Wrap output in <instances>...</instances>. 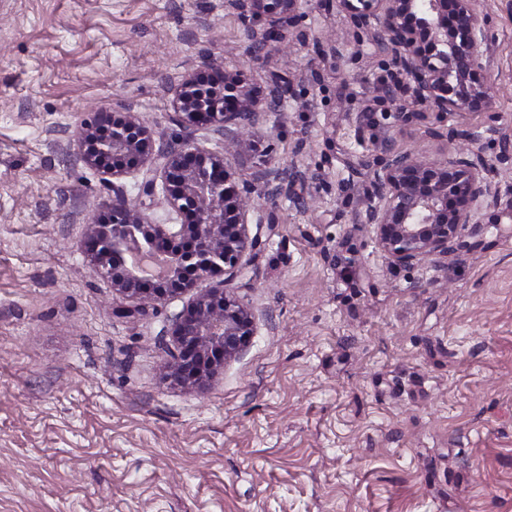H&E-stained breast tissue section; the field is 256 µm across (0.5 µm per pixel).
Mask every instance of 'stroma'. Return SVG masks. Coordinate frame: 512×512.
<instances>
[{
    "instance_id": "obj_1",
    "label": "stroma",
    "mask_w": 512,
    "mask_h": 512,
    "mask_svg": "<svg viewBox=\"0 0 512 512\" xmlns=\"http://www.w3.org/2000/svg\"><path fill=\"white\" fill-rule=\"evenodd\" d=\"M496 40L491 112L394 129L339 0H301L287 54L225 0H0V512H512V0H481ZM279 87L227 158L240 186L272 161L281 191L233 295L249 345L204 390L164 378L187 296L136 311L83 250L123 189L154 219L145 172L106 181L77 155L88 112L126 105L172 145L174 90L200 55ZM464 143L497 203L463 247L390 266L369 208L384 140Z\"/></svg>"
}]
</instances>
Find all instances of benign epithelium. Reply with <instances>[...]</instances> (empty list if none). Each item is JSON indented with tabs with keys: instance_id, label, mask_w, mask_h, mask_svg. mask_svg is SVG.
<instances>
[{
	"instance_id": "obj_1",
	"label": "benign epithelium",
	"mask_w": 512,
	"mask_h": 512,
	"mask_svg": "<svg viewBox=\"0 0 512 512\" xmlns=\"http://www.w3.org/2000/svg\"><path fill=\"white\" fill-rule=\"evenodd\" d=\"M382 12L370 22L356 17L374 51L387 55L407 80L413 101L439 114L489 108L494 89L484 80V59L494 35L480 0H378ZM247 23L265 21L251 36L273 51L283 27L299 17V0H226ZM397 85L380 81L375 97L387 102L398 129L416 116L396 104ZM265 111V99L244 87V72L227 71L201 57L197 71L179 87L169 115L182 131L218 126L222 151L206 152L185 140L168 148L139 113L124 107L94 112L78 139L85 162L115 179L142 169L161 181L142 183L147 196L162 195L176 223L162 224L122 193L112 197L106 218L88 224L85 252L119 295L142 305L169 294L192 299L172 320L164 368L178 382L201 387L236 357L254 334L249 309L229 285L248 266L259 237L249 224L264 223L252 193L270 202L294 169L272 163L255 172L243 189L224 159L242 149L256 151L250 128ZM481 155L458 149L426 159L390 150L375 172L378 202L367 223L391 266H411L448 257L477 217L491 207L498 189ZM210 278L208 288L199 281Z\"/></svg>"
}]
</instances>
